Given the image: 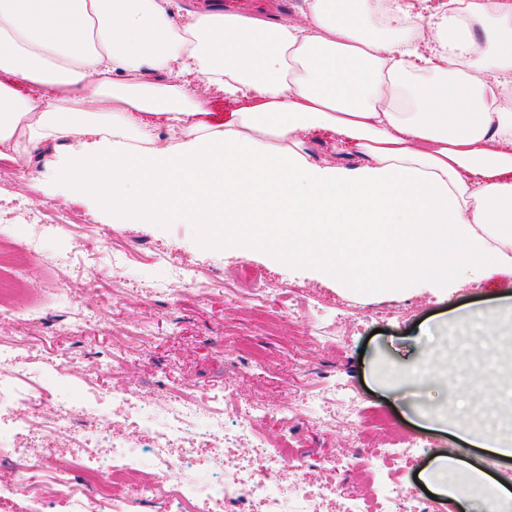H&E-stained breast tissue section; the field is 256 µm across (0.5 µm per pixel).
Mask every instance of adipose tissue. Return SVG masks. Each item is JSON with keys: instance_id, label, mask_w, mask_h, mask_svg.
<instances>
[{"instance_id": "ef3b65f1", "label": "adipose tissue", "mask_w": 512, "mask_h": 512, "mask_svg": "<svg viewBox=\"0 0 512 512\" xmlns=\"http://www.w3.org/2000/svg\"><path fill=\"white\" fill-rule=\"evenodd\" d=\"M457 2L427 54L399 0H302L297 23L191 11L182 25L168 0H0V158L83 135L60 175L112 223L198 224L205 241L368 294L512 269V107L498 102L512 0ZM213 89L247 104L211 123ZM315 129L361 162L310 160ZM434 419L512 459V436ZM423 479L460 506L512 512L511 489L453 455Z\"/></svg>"}]
</instances>
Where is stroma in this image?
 Wrapping results in <instances>:
<instances>
[{
    "label": "stroma",
    "instance_id": "obj_1",
    "mask_svg": "<svg viewBox=\"0 0 512 512\" xmlns=\"http://www.w3.org/2000/svg\"><path fill=\"white\" fill-rule=\"evenodd\" d=\"M303 139L313 160L340 164L359 159L356 147L330 133L311 131ZM79 142L75 136L57 148L34 153L20 170L0 166V250L35 247L22 266L1 263L0 277L17 284L15 303H40L31 320L0 317V338L27 337V346L17 356L50 395L82 394L85 379L98 376L99 365L109 361L116 369L99 377L101 389L151 393L157 417L173 387L199 397L228 391V429L251 404H265L270 414L261 432L275 445L286 436L281 409L302 406L317 385L331 381L355 393L364 409L390 418V426L373 431L370 447H388L398 432L413 437L412 457L394 461L393 473L419 497L431 499L437 512H457L452 500L431 495L419 479L437 455L453 453L463 468H480L512 486L511 460H499L448 432L422 428L425 413L446 409L445 394L398 382L391 374L392 366L416 360L429 368L441 365L451 391L471 395L468 411L478 423L512 431V420L503 421L496 407L497 402L512 401V378L477 392L469 379L472 351L483 343L488 356H496L500 343L512 347V335L503 340L482 334L477 325L460 328L454 322L455 308L496 305L501 296L512 293V272L488 277L475 270L462 272L458 288L449 295L426 285L370 295L322 280L266 251L203 243L196 224H114L106 212L71 200L70 189L59 178V158ZM30 203L62 207V223H38L26 209ZM88 222L99 237L110 240L109 247L90 257L79 246ZM158 248L195 269L204 290L188 291L169 279L166 268L153 259ZM117 259L127 266L122 282L112 278ZM247 269L284 286L286 296L268 308L244 310L222 288L225 280ZM296 302L311 304L316 319L333 325L332 346L305 343L302 324L287 315L289 304ZM85 307L93 313L80 331L63 332L64 321ZM247 343L264 352L263 368L250 370L243 349ZM69 355L74 358L70 364L65 361ZM291 438L304 458L307 476L356 496L372 494L373 484L365 474L375 463L355 452L344 428L323 422L313 412Z\"/></svg>",
    "mask_w": 512,
    "mask_h": 512
}]
</instances>
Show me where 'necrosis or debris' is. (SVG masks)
Here are the masks:
<instances>
[{"label": "necrosis or debris", "mask_w": 512, "mask_h": 512, "mask_svg": "<svg viewBox=\"0 0 512 512\" xmlns=\"http://www.w3.org/2000/svg\"><path fill=\"white\" fill-rule=\"evenodd\" d=\"M20 342L0 341V401L7 402L11 422L20 431L37 430L53 435L67 429L82 450L69 464L59 465L42 454L11 446L0 436V469H8L9 479L0 481V499L21 498L27 512H47L49 505L43 487L52 484L56 495L70 512H131V502L150 506L152 512H210V505L226 512H324L323 487L298 477L290 494L275 491L276 465L288 461L301 468L300 458L284 448L270 447L259 431L267 411L253 405L244 410L233 432L210 435L206 442L213 469L222 472L219 484L192 479L171 482L177 462L168 450L180 440L195 441L198 421L220 423L221 409L173 389L167 399L163 421L149 413L137 412L125 392L112 390L110 397L120 407L108 414L100 407L101 396L88 389L81 401L57 396L51 412L41 408L43 388L25 372L13 356ZM324 421L342 424L353 440H361L381 418L363 410L356 395L335 385L320 387L312 395ZM230 448L248 451L245 461L232 463L226 457ZM149 468L150 477L125 498L119 487ZM379 512H434L431 502L412 489L388 480L378 490Z\"/></svg>", "instance_id": "obj_1"}]
</instances>
